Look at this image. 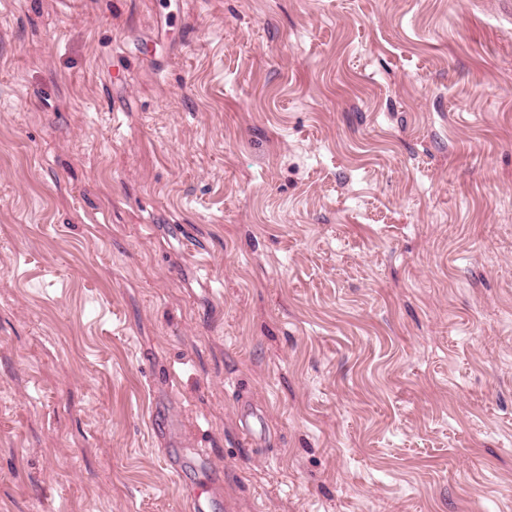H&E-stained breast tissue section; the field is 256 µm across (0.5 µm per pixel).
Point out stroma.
I'll return each mask as SVG.
<instances>
[{
	"instance_id": "stroma-1",
	"label": "stroma",
	"mask_w": 512,
	"mask_h": 512,
	"mask_svg": "<svg viewBox=\"0 0 512 512\" xmlns=\"http://www.w3.org/2000/svg\"><path fill=\"white\" fill-rule=\"evenodd\" d=\"M178 446L512 512V0H0V512H186Z\"/></svg>"
}]
</instances>
